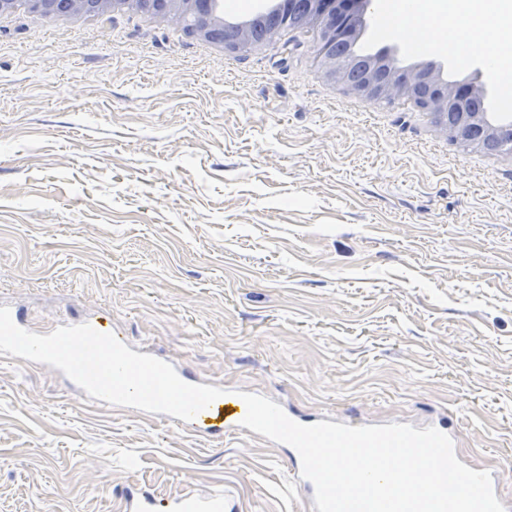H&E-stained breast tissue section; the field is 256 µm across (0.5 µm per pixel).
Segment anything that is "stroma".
I'll use <instances>...</instances> for the list:
<instances>
[{
  "instance_id": "stroma-1",
  "label": "stroma",
  "mask_w": 512,
  "mask_h": 512,
  "mask_svg": "<svg viewBox=\"0 0 512 512\" xmlns=\"http://www.w3.org/2000/svg\"><path fill=\"white\" fill-rule=\"evenodd\" d=\"M127 7L0 12V306L95 315L198 379L355 426L442 424L512 498V154ZM224 490L310 512L281 448L84 405L0 358V512Z\"/></svg>"
}]
</instances>
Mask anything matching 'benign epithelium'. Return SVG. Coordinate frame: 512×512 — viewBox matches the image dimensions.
Returning a JSON list of instances; mask_svg holds the SVG:
<instances>
[{
  "label": "benign epithelium",
  "mask_w": 512,
  "mask_h": 512,
  "mask_svg": "<svg viewBox=\"0 0 512 512\" xmlns=\"http://www.w3.org/2000/svg\"><path fill=\"white\" fill-rule=\"evenodd\" d=\"M217 0H192L191 7L197 18V25L205 31L209 28L212 6ZM373 0H324V7L314 6L311 12L312 25L318 36L319 55L325 74L340 79L346 61L324 49L342 39H357L368 30V13ZM29 12L35 16L57 13H71L78 9L88 12L98 10L102 0H24ZM227 35L221 31L213 35L224 41L231 50H242L248 46L244 29L230 23ZM375 71L366 83L354 93L366 97L392 99L406 95L415 100L423 110L431 113L437 126L448 133L456 142L467 146L480 147L486 138L494 133V123L486 112H470L466 100L474 95H486L487 88L475 76L467 81L452 82L444 78V66L440 63L400 66L396 52L386 47L374 61Z\"/></svg>",
  "instance_id": "obj_1"
}]
</instances>
